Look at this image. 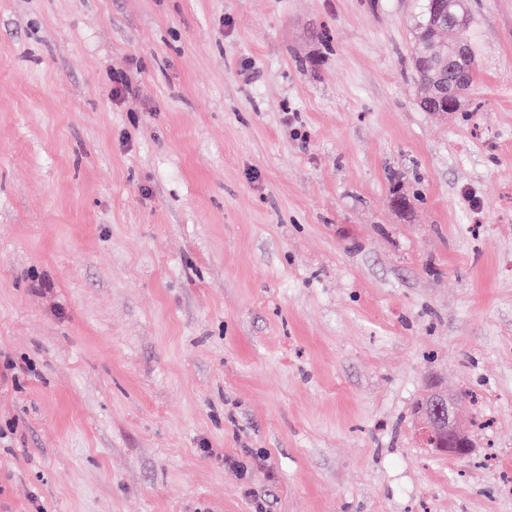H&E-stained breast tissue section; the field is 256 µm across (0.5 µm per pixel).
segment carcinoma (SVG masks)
Returning <instances> with one entry per match:
<instances>
[{"label": "carcinoma", "mask_w": 512, "mask_h": 512, "mask_svg": "<svg viewBox=\"0 0 512 512\" xmlns=\"http://www.w3.org/2000/svg\"><path fill=\"white\" fill-rule=\"evenodd\" d=\"M466 0H420L412 22V65L418 80L420 106L427 105L432 85L456 46L468 43ZM453 92L432 103V112H454L473 81L471 70L448 73Z\"/></svg>", "instance_id": "1"}]
</instances>
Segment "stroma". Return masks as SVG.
Wrapping results in <instances>:
<instances>
[{"label": "stroma", "mask_w": 512, "mask_h": 512, "mask_svg": "<svg viewBox=\"0 0 512 512\" xmlns=\"http://www.w3.org/2000/svg\"><path fill=\"white\" fill-rule=\"evenodd\" d=\"M467 4L425 112L417 0H0V512H512V0ZM429 417L435 423L443 441L442 448L436 447L439 437L436 431L429 427V444L442 452L453 455H465L472 450L471 443L463 430L453 403L447 395L441 393L430 394Z\"/></svg>", "instance_id": "stroma-1"}]
</instances>
